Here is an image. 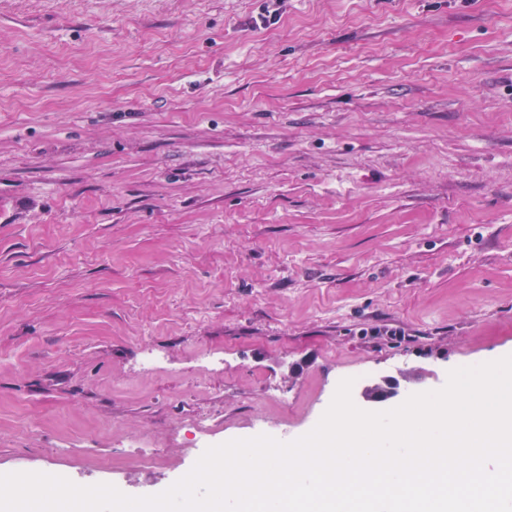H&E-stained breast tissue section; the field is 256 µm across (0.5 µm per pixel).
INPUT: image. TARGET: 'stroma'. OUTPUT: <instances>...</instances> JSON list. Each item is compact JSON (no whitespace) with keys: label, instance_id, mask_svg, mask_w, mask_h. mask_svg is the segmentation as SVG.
<instances>
[{"label":"stroma","instance_id":"stroma-1","mask_svg":"<svg viewBox=\"0 0 512 512\" xmlns=\"http://www.w3.org/2000/svg\"><path fill=\"white\" fill-rule=\"evenodd\" d=\"M507 355L512 0H0V474L154 495Z\"/></svg>","mask_w":512,"mask_h":512}]
</instances>
